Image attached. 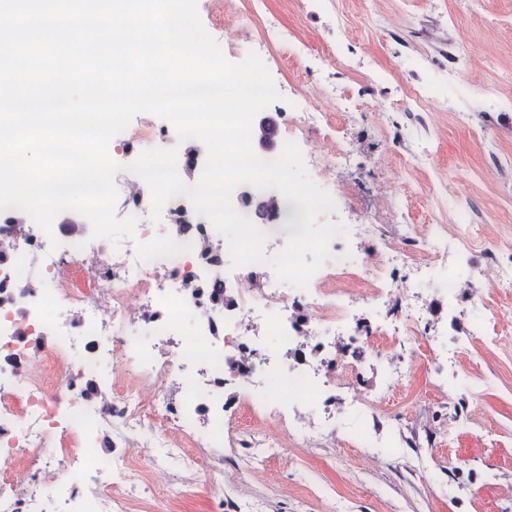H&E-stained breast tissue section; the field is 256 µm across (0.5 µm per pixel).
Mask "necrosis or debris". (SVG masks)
<instances>
[{
  "label": "necrosis or debris",
  "instance_id": "obj_1",
  "mask_svg": "<svg viewBox=\"0 0 512 512\" xmlns=\"http://www.w3.org/2000/svg\"><path fill=\"white\" fill-rule=\"evenodd\" d=\"M119 187L127 215L137 217L136 237L148 242L168 236L185 252L168 259L140 261L135 248L112 254L88 248L78 236L69 238L68 255L90 266L92 280L79 286L62 266L64 255L51 250L49 235H63L65 226L44 233L31 224L11 222L0 211V512H41L43 493L59 503V512H131V498L142 483L141 468L131 463L127 438L151 427L154 441L146 466L158 473L181 464L216 487L224 485V461L211 451L245 442L230 423L242 408L271 421L279 438L251 448L249 462L260 464L283 454V438L313 441L301 425L330 387L361 374L360 352L332 350L333 337L351 332L356 300L347 285H366L371 299L387 303L390 322L367 326L371 339L386 336L391 347L383 357L388 376L399 382L408 375L401 350L413 336H427L441 367H452L471 338L490 339L491 328L504 318L489 311L470 338L440 342L420 286L440 283L442 303L453 307L461 292L479 291L458 271L472 261L471 246H480L477 270L490 288H512L499 256V242L462 200L459 224H431L424 232H406L385 250L362 253L355 266L344 260V244L333 239L334 265L319 268L307 289L290 293L273 269L254 263L227 272L224 247L214 244L216 231L191 203L176 197L165 203L160 223L148 222L152 195L140 177ZM44 262L48 285L19 289L29 276L32 259ZM406 265L390 277L389 264ZM64 309L60 320L46 317L47 307ZM197 320L191 335L180 332L185 317ZM144 326L146 339L129 338L132 327ZM281 340L277 351L262 349V338ZM80 350L83 366L72 367L69 353ZM111 361L117 382L110 399L95 374ZM281 371L285 393L272 397L264 376ZM180 395L171 396V385ZM112 445L108 466H101L95 448ZM26 458V476L14 472L17 458ZM63 480H56V472Z\"/></svg>",
  "mask_w": 512,
  "mask_h": 512
}]
</instances>
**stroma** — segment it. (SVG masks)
<instances>
[{
    "label": "stroma",
    "instance_id": "stroma-1",
    "mask_svg": "<svg viewBox=\"0 0 512 512\" xmlns=\"http://www.w3.org/2000/svg\"><path fill=\"white\" fill-rule=\"evenodd\" d=\"M197 0L205 30L227 60L242 62L256 52L267 28L278 36L263 55L280 94L268 113L294 117L302 96H312L332 126L326 150H348L351 163L335 179L309 168L326 191L350 196L328 221L371 224V243L382 247L402 224L421 230L451 224L447 207L429 203L433 188L484 209L487 224L502 240V261L512 266V0H486L498 17L487 23L469 10V0ZM472 42L479 62L459 79L468 96L457 108L448 92V45ZM375 85L368 99L365 88ZM423 90L415 100L414 90ZM426 113V127L411 126V111ZM152 125L149 137L116 135L109 155L118 164L145 150L177 148L168 121L137 115L132 128ZM431 143L417 160L410 144ZM400 189L394 204L378 196L379 181ZM502 310L501 341H472L454 367L452 385L437 382L435 364L425 361L426 337L406 353L420 354L401 383H390L376 348L358 388L383 398L377 415L354 414L346 388L333 390L337 423H350L344 440L324 437L290 449L263 468L225 467V489L238 490L263 512H512V294L492 291L460 299L448 321L449 337H464L488 310ZM397 437L399 448H368L363 438Z\"/></svg>",
    "mask_w": 512,
    "mask_h": 512
}]
</instances>
